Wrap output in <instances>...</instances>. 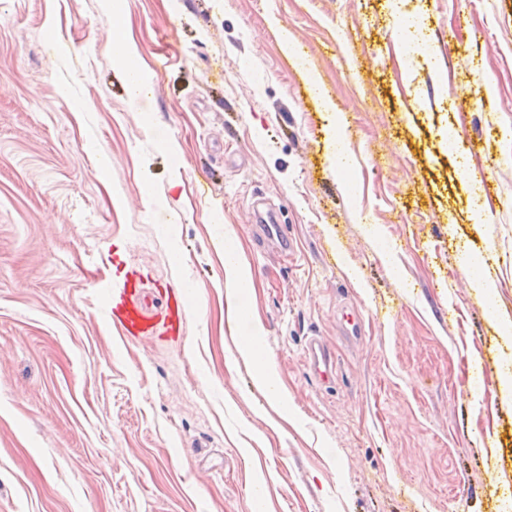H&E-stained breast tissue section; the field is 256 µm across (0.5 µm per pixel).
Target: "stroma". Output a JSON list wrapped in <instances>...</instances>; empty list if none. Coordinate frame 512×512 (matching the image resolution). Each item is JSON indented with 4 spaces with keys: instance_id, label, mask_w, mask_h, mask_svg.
<instances>
[{
    "instance_id": "obj_1",
    "label": "stroma",
    "mask_w": 512,
    "mask_h": 512,
    "mask_svg": "<svg viewBox=\"0 0 512 512\" xmlns=\"http://www.w3.org/2000/svg\"><path fill=\"white\" fill-rule=\"evenodd\" d=\"M102 4L0 0V512H512V401L484 374L512 353V0H126L136 97ZM257 199L291 257L259 247ZM228 229L253 281L233 324ZM132 275L189 285L179 331L118 334ZM255 320L282 407L238 349ZM486 258V252L469 249H462L458 255L459 264L468 272L470 287L479 293L488 295L493 288L492 284L483 273H475L485 267ZM305 362L310 378L326 385L335 379V357L332 351L318 337H312L304 350Z\"/></svg>"
}]
</instances>
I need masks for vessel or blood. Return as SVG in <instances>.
Instances as JSON below:
<instances>
[{
    "mask_svg": "<svg viewBox=\"0 0 512 512\" xmlns=\"http://www.w3.org/2000/svg\"><path fill=\"white\" fill-rule=\"evenodd\" d=\"M184 309L181 291L165 293L159 303L149 302L140 282L125 281L112 296L113 324L128 338L138 339L154 334L158 327L174 330L181 327ZM310 378L326 385L335 379V357L320 338H311L304 350Z\"/></svg>",
    "mask_w": 512,
    "mask_h": 512,
    "instance_id": "b4317fda",
    "label": "vessel or blood"
}]
</instances>
